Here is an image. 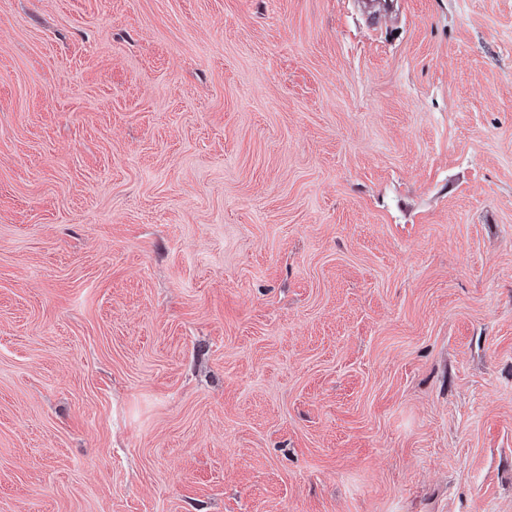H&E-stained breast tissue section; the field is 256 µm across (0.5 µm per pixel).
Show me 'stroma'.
Returning a JSON list of instances; mask_svg holds the SVG:
<instances>
[{
	"label": "stroma",
	"instance_id": "1",
	"mask_svg": "<svg viewBox=\"0 0 512 512\" xmlns=\"http://www.w3.org/2000/svg\"><path fill=\"white\" fill-rule=\"evenodd\" d=\"M0 512H512V0H0Z\"/></svg>",
	"mask_w": 512,
	"mask_h": 512
}]
</instances>
